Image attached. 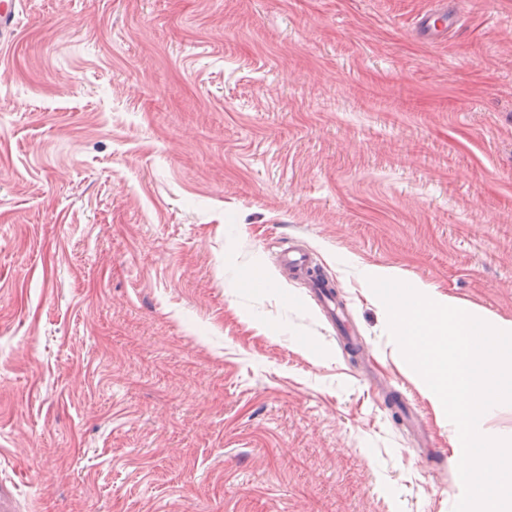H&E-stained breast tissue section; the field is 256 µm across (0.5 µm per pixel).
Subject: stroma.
Here are the masks:
<instances>
[{"label": "stroma", "mask_w": 512, "mask_h": 512, "mask_svg": "<svg viewBox=\"0 0 512 512\" xmlns=\"http://www.w3.org/2000/svg\"><path fill=\"white\" fill-rule=\"evenodd\" d=\"M18 0L0 481L21 512H453L367 274L512 320V0ZM312 250L345 351L276 247ZM404 394L445 464L383 402ZM438 8L431 9L420 17L417 29L426 40L443 39L455 23V16L448 11L446 1H438Z\"/></svg>", "instance_id": "1"}]
</instances>
